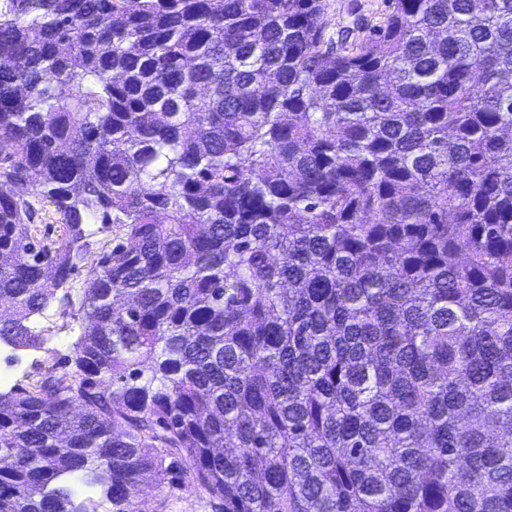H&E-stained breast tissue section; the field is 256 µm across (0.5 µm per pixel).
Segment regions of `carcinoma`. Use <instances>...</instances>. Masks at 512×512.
Listing matches in <instances>:
<instances>
[{
  "mask_svg": "<svg viewBox=\"0 0 512 512\" xmlns=\"http://www.w3.org/2000/svg\"><path fill=\"white\" fill-rule=\"evenodd\" d=\"M137 2L0 10V342L90 263L69 369L0 391V512H98L66 475L512 512V0H388L358 43L322 0ZM91 221V224H87V241H89V250L94 253L101 248V246L107 242V245L113 246L115 243L116 228L112 225L107 228L104 224H100V221Z\"/></svg>",
  "mask_w": 512,
  "mask_h": 512,
  "instance_id": "1",
  "label": "carcinoma"
}]
</instances>
